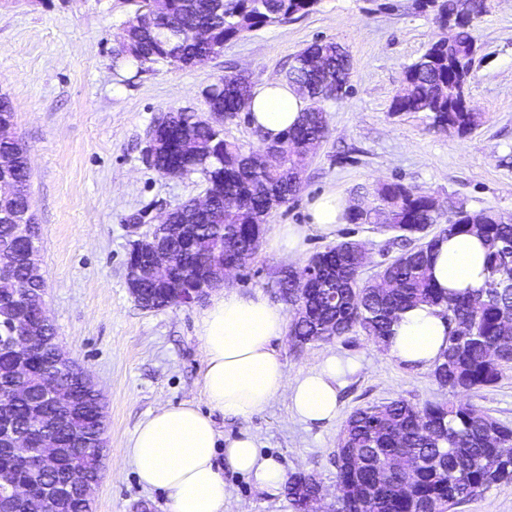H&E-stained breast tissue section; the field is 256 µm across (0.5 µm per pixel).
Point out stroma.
I'll return each instance as SVG.
<instances>
[{
	"mask_svg": "<svg viewBox=\"0 0 512 512\" xmlns=\"http://www.w3.org/2000/svg\"><path fill=\"white\" fill-rule=\"evenodd\" d=\"M488 5L470 29L478 54L466 96L479 124L460 138L427 130L420 115L390 112L405 66L439 32L416 0H321L314 12L246 33L204 62L154 64L140 74L112 65L135 0H0V93L11 97L16 132L28 149L48 315L60 346L91 375L105 405L95 512H168L165 494L139 482L126 458L128 443L156 408L205 404L196 336L204 303L145 310L126 285L128 217L171 209L202 196L206 187L201 175L165 177L145 163L154 120L178 109L205 113L202 91L219 77L242 73L255 85L284 77L296 54L332 39L349 55L350 89L325 102L327 132L309 154L304 188L272 212L266 233L306 223L310 202L326 190L369 206L378 184L396 180L443 205L453 201L512 216V0ZM390 238L372 224L313 228L300 256L259 247L226 284L278 301L281 271L343 240L362 245L361 277L367 280L397 256L387 246ZM275 348L292 380L316 367L329 349L355 361L340 389L341 420L302 422L279 397L245 423L214 414L216 427L224 437L249 430L262 456L285 472L316 474L331 495L343 417L397 398L421 406L453 397L430 370L393 362L358 331L300 351L284 336ZM471 400L512 425V370ZM224 484V512H291L284 490H261L231 471Z\"/></svg>",
	"mask_w": 512,
	"mask_h": 512,
	"instance_id": "35a3bbf8",
	"label": "stroma"
}]
</instances>
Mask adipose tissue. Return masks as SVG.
I'll use <instances>...</instances> for the list:
<instances>
[{
  "instance_id": "ef3b65f1",
  "label": "adipose tissue",
  "mask_w": 512,
  "mask_h": 512,
  "mask_svg": "<svg viewBox=\"0 0 512 512\" xmlns=\"http://www.w3.org/2000/svg\"><path fill=\"white\" fill-rule=\"evenodd\" d=\"M308 100L287 81L271 79L251 91L246 110L253 127L268 138L297 125ZM350 203L326 191L308 206V224H282L269 248L291 258L305 249L308 225L329 231L345 223ZM485 250L476 236L441 241L432 255L431 276L438 287L477 290L486 279ZM286 314L262 292L234 289L216 295L197 324L203 357L202 394L206 409L191 403L162 406L136 427L127 455L148 489L165 493L169 512H224V473L253 479L264 490L279 489L281 465L262 456L248 431L221 438L213 412L249 420L278 396H287L293 413L311 424L330 423L339 413V389L352 372V360L328 353L320 365L289 380L273 343L284 335ZM448 346V324L438 308L419 304L401 312L384 347L396 363L424 369Z\"/></svg>"
}]
</instances>
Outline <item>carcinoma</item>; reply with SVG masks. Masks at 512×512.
Returning <instances> with one entry per match:
<instances>
[{
    "mask_svg": "<svg viewBox=\"0 0 512 512\" xmlns=\"http://www.w3.org/2000/svg\"><path fill=\"white\" fill-rule=\"evenodd\" d=\"M320 0H138V9L119 35L113 67L141 72L147 64L177 62L191 66L217 54L224 44L242 34L308 15ZM418 7L434 13L448 27V15L479 18L487 0H417ZM478 48L469 29H451L433 39L425 52L404 68V83L393 97L394 115H422L426 128L464 135L476 127L475 114L462 101ZM350 75L348 53L334 40L318 41L294 58L286 72L288 82L307 95L310 106L302 122L280 134L274 163L253 149L224 139L222 121H208L194 112H167L156 119L154 133L163 142L166 164L188 174L199 173L211 189L219 186L209 210L200 216L190 203L182 204L174 224L191 227L179 233L160 226L158 232L178 258L182 287L201 288L196 270L216 258L224 246L230 257L258 248L264 226L273 210L296 196L313 144L325 136L321 103L341 97ZM205 102L232 120L245 111L250 98L249 79L225 75L203 90ZM8 174L24 191L0 205L18 217L32 213L28 182L27 148L19 137L0 139V177ZM377 205L354 206L347 221L378 224L393 233L389 243L408 246L387 263L371 281L360 279L362 254L358 243L342 241L325 247L308 262L286 270L278 280L280 298L300 302L304 311L293 318L289 337L303 349L360 331L382 346L405 308L426 303L440 308L451 330L448 348L432 374L441 388L471 393L498 383L512 370V329L503 317L512 311V217L488 208L469 211L463 205L448 207V219L432 236L427 229L439 223L434 197L401 182L375 189ZM475 234L487 249L485 285L478 291L455 293L437 288L429 275L431 254L439 241L458 234ZM417 242L411 247L409 243ZM25 244L14 238L12 225L0 219V391L15 375L9 307L24 303L26 317L34 320L44 306L45 283L19 288L24 277L18 268L5 270L14 253ZM144 291L157 307L176 304L167 288L153 283ZM53 325L45 326L31 351L26 391L0 410L12 420L18 435L35 428L29 411L42 406L47 415L55 409L44 399L42 366L56 358ZM68 428L79 433L104 434L89 414L71 419ZM336 468V502L332 512H453L494 486L512 483V427L470 402H427L418 407L393 399L356 409L340 431L333 456ZM103 456L73 451L59 469L18 477L34 485L21 512H44L41 486L59 484L73 469L101 473ZM320 481L312 473L288 475L285 491L292 512H312ZM61 512H93V500L74 495Z\"/></svg>",
    "mask_w": 512,
    "mask_h": 512,
    "instance_id": "1",
    "label": "carcinoma"
}]
</instances>
